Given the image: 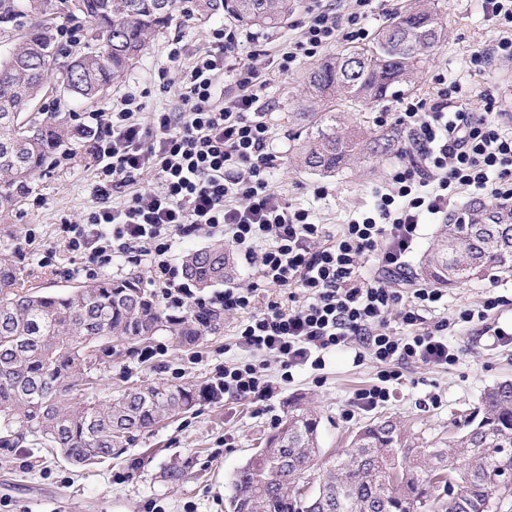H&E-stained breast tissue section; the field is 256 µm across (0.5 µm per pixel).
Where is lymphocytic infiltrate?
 <instances>
[{
    "label": "lymphocytic infiltrate",
    "instance_id": "f902f5d3",
    "mask_svg": "<svg viewBox=\"0 0 512 512\" xmlns=\"http://www.w3.org/2000/svg\"><path fill=\"white\" fill-rule=\"evenodd\" d=\"M370 4L338 0L310 7L299 38L278 57L279 70L292 71L339 41L366 39ZM483 8L498 34L471 53L478 73L512 60V0H483ZM242 39L216 25L179 79L159 71L161 88L177 90L178 103L153 113L149 123L139 121L142 106L131 92L120 108L94 116L87 139L98 171L96 205L82 223L63 225L64 245L100 270L118 259L146 265L164 307L184 310L194 293L167 258L172 239L223 233L259 280L211 298L245 317L238 336L249 358L225 363V394L265 402L273 395L269 364L279 365L288 382L294 369L321 370L327 353L351 349L356 360L376 364L377 382L356 391L349 409L375 410L391 399L405 365H455L462 351L449 346V328L482 326L502 302L489 295L479 307L440 317L441 289L417 286L406 294L390 279L405 275L426 219L447 220L463 191L492 204L512 203V134L498 118L493 92L437 76L432 102H404L394 115L409 164L391 174L370 209L332 235L309 210L270 189L272 128L259 95L262 73L256 63L238 60ZM228 69L238 78L226 96L221 85ZM148 168L156 187L133 190L135 176ZM369 255L376 256L380 276L362 274L360 260ZM260 286L279 289L294 308L271 300L254 312ZM394 312L407 334L390 328Z\"/></svg>",
    "mask_w": 512,
    "mask_h": 512
}]
</instances>
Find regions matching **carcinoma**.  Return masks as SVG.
Wrapping results in <instances>:
<instances>
[{
    "mask_svg": "<svg viewBox=\"0 0 512 512\" xmlns=\"http://www.w3.org/2000/svg\"><path fill=\"white\" fill-rule=\"evenodd\" d=\"M194 13L225 11L255 25L281 23L294 0H192ZM403 10L371 45L313 69L298 166L330 175L364 155H382L396 132L380 135L337 125L338 101L375 104L396 93L427 60L442 35L437 14L421 5ZM71 16L91 21L84 50L62 65L70 94L92 99L141 57L148 36L165 26L176 0H60ZM53 0H0V38L15 42L0 57V215L17 211L30 178L74 144L67 117L31 111L60 55L51 29ZM466 222L453 218L423 257L420 274L453 288L490 269L512 272V212L474 202ZM185 279L205 290L232 277L224 242L188 252ZM224 325V310L194 305L177 315L161 310L133 271L62 294L25 289L15 251L0 250V447L26 441L54 448L74 465L110 462L160 422L219 399L209 383L131 386L101 403L87 396L99 366L112 362V338L149 348L165 333L192 346ZM318 416L294 405L232 478L231 512H503L512 509V382L487 390L445 448L390 421L358 429L348 448L323 458Z\"/></svg>",
    "mask_w": 512,
    "mask_h": 512,
    "instance_id": "cac0c4a2",
    "label": "carcinoma"
}]
</instances>
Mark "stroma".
Here are the masks:
<instances>
[{
  "instance_id": "1",
  "label": "stroma",
  "mask_w": 512,
  "mask_h": 512,
  "mask_svg": "<svg viewBox=\"0 0 512 512\" xmlns=\"http://www.w3.org/2000/svg\"><path fill=\"white\" fill-rule=\"evenodd\" d=\"M425 2L443 28L430 59L410 84L401 86L399 94L385 102L346 105V119L364 128L387 131L394 123L382 121V113L399 111L406 98L429 99L435 77L445 73L477 90L493 88L501 105L499 118L512 131V60L484 75L467 68L471 52L496 36L482 0ZM310 4L311 0H297L286 22L275 28H257V41L241 46L240 55L259 54L263 68L261 97L271 105L273 190L284 202L310 210L316 222L337 235L406 159L398 140L380 160H361L332 176L313 174L295 164V138L300 114L307 106L302 90L312 65L307 62L283 73L275 54L299 35ZM184 8L183 0H178L171 22L151 34L138 62L94 100H60L49 93L38 101L37 111L70 113V124L78 130L93 114L111 111L128 90L136 92L144 112L173 107V94L158 86V70L177 76L184 57L205 47L210 29L217 24L236 32L243 29L230 15L218 12L190 19ZM177 43L183 51L181 58L174 60L170 51ZM95 179L88 146L79 143L76 151L56 157L51 169L32 178V191L18 211L0 218V249L18 250L24 278L35 290L58 293L94 284V277L84 270L81 254L63 248L61 227L80 223L94 207ZM29 234L35 237L30 245L24 242ZM51 246L57 253L47 265L43 256ZM491 290L502 295L504 302L490 312L485 332L457 327L448 333L449 345L465 351L459 362L445 369L407 365L396 397L376 410L350 418L345 415L354 392L374 384L377 373L371 361L354 363L351 352L330 353L324 370L297 371L290 382L281 381L280 368L272 365L267 374L275 391L266 410L256 411L252 404L227 396L203 403L195 414L145 433L131 453L139 456L151 448L155 454L134 470L121 461L77 468L40 447H0V512H228L234 472L257 450L262 438L278 428L293 403L318 413L319 446L327 452L345 447L352 432L377 418L392 420L429 443H439L447 437L455 418L478 407L487 388L512 380V345L494 344L490 334L497 327H512V273L492 271L448 289L444 303L453 313L481 303ZM240 321V316L225 314L223 331L194 347L176 346L170 336L162 334L151 344L152 357L138 353L113 358L101 369L95 397L109 399L135 383L215 382L225 361L248 357L237 337ZM175 467L185 469V478L176 484L165 482L164 472Z\"/></svg>"
}]
</instances>
